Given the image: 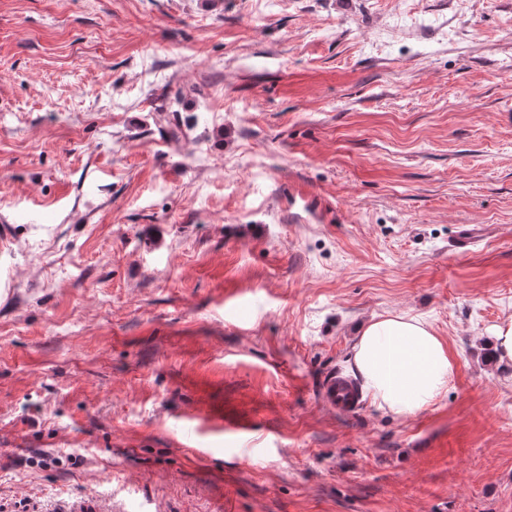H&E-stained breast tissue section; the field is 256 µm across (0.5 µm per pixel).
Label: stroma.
Masks as SVG:
<instances>
[{"instance_id":"stroma-1","label":"stroma","mask_w":512,"mask_h":512,"mask_svg":"<svg viewBox=\"0 0 512 512\" xmlns=\"http://www.w3.org/2000/svg\"><path fill=\"white\" fill-rule=\"evenodd\" d=\"M2 217L0 512H512V0H0ZM388 314L447 394L327 410ZM490 338L494 361L499 366L510 367L512 365V320L495 326ZM320 403L329 410L352 416L362 410L364 400L352 379L336 372L325 378L318 390ZM112 498L83 494L65 501L60 512H112Z\"/></svg>"}]
</instances>
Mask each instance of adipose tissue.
Returning <instances> with one entry per match:
<instances>
[{"mask_svg": "<svg viewBox=\"0 0 512 512\" xmlns=\"http://www.w3.org/2000/svg\"><path fill=\"white\" fill-rule=\"evenodd\" d=\"M352 366L374 404L397 416L434 404L447 393L454 372L444 340L426 321L400 314L362 327Z\"/></svg>", "mask_w": 512, "mask_h": 512, "instance_id": "adipose-tissue-1", "label": "adipose tissue"}]
</instances>
